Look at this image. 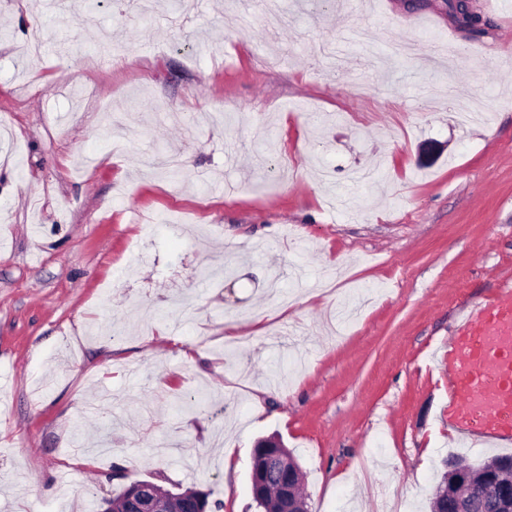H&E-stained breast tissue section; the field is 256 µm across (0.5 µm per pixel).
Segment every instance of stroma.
<instances>
[{
  "instance_id": "obj_1",
  "label": "stroma",
  "mask_w": 512,
  "mask_h": 512,
  "mask_svg": "<svg viewBox=\"0 0 512 512\" xmlns=\"http://www.w3.org/2000/svg\"><path fill=\"white\" fill-rule=\"evenodd\" d=\"M471 5L0 0V512H257L274 432L310 512L496 456L439 376L512 280V0ZM165 493L152 482L137 484L126 495L120 509L110 507L107 511L115 512H165Z\"/></svg>"
}]
</instances>
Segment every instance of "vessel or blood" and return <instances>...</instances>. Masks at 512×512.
<instances>
[{
    "label": "vessel or blood",
    "mask_w": 512,
    "mask_h": 512,
    "mask_svg": "<svg viewBox=\"0 0 512 512\" xmlns=\"http://www.w3.org/2000/svg\"><path fill=\"white\" fill-rule=\"evenodd\" d=\"M448 426L462 441L512 447V283L471 303L448 342Z\"/></svg>",
    "instance_id": "obj_1"
}]
</instances>
